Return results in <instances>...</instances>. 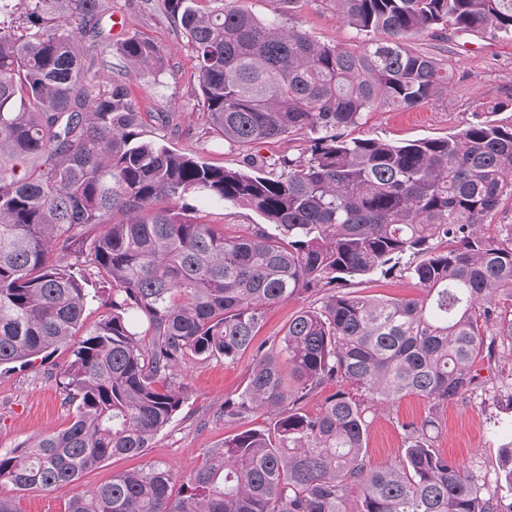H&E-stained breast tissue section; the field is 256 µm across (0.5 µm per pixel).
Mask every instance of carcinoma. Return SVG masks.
Masks as SVG:
<instances>
[{
  "instance_id": "1",
  "label": "carcinoma",
  "mask_w": 512,
  "mask_h": 512,
  "mask_svg": "<svg viewBox=\"0 0 512 512\" xmlns=\"http://www.w3.org/2000/svg\"><path fill=\"white\" fill-rule=\"evenodd\" d=\"M161 0L196 61L201 107L241 149L304 135L269 170L225 169L146 139L125 82L99 80L92 45L102 0H0V367L47 360L76 411L68 426L0 454V488L72 485L66 512H501L512 448L494 489L405 423L398 462L365 463L367 407L407 395L446 402L512 341V227L483 233L512 197V127L486 104L463 129L403 145L342 129L378 107L409 109L448 92L442 60L407 48L423 33L512 35V0H329L362 36L357 51L284 29L235 0ZM382 30L384 41L372 34ZM160 69V47L117 43ZM246 206L266 223L194 221L186 199ZM115 213L124 220L113 223ZM94 226L101 227L90 233ZM416 261L401 265L405 256ZM403 268L417 298L336 288ZM107 312L82 338L91 278ZM279 342L256 350L224 418L261 410L271 429L224 439L186 481L156 462L85 488L114 456L137 457L182 406L189 356L235 360L265 309L304 294ZM337 391L309 412L323 385ZM178 495H173L175 484Z\"/></svg>"
}]
</instances>
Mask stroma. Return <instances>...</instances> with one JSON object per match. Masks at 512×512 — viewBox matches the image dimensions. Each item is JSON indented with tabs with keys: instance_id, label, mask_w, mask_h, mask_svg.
<instances>
[{
	"instance_id": "35a3bbf8",
	"label": "stroma",
	"mask_w": 512,
	"mask_h": 512,
	"mask_svg": "<svg viewBox=\"0 0 512 512\" xmlns=\"http://www.w3.org/2000/svg\"><path fill=\"white\" fill-rule=\"evenodd\" d=\"M112 13L100 22L96 39L95 68L103 79L122 75L140 112L146 137L163 136L173 150L191 154L213 165L242 169L247 159L273 163L295 158L306 147L303 136L274 139L252 152L229 147L216 134L199 106L200 91L193 53L187 40L154 0H109ZM241 6L261 18H278L284 26H295L315 41L353 48L360 40L354 29L338 18L329 0H299L288 6L286 0H240ZM123 21L122 31L112 27L113 16ZM156 43L165 53L162 71L151 74L129 66L114 45L128 36ZM419 52L449 61L452 75L448 94L434 98L416 109L378 108L364 113L359 124L347 128L350 138H375L390 143H406L437 138L470 123L478 104H499L492 118L498 124L512 125V37H488L476 33L448 32L446 38L425 33L412 39ZM173 113L168 129H161L157 116ZM192 215L198 221L223 226L232 235L241 226L261 223L259 214L243 206L192 198ZM351 290L378 297H413L419 289L408 274L393 271L364 277ZM309 297L291 299L268 308L254 339L255 346L232 362L220 357H190L178 376L185 388V401L171 422L155 437L151 448L139 457H113L88 472L84 487H93L113 476L153 462L169 464L181 477L195 472L211 453L218 451L226 436L250 428L268 427L263 413L241 420L223 415L225 401L242 393L254 349L279 340L289 320ZM70 353L58 349L44 364L16 367L0 373V454L50 431L68 426L74 407L59 385L58 372ZM476 383L471 390L448 402L438 403L418 396H406L382 407L368 409L365 460L378 468L401 456L406 434L403 424L421 423L434 418L433 446L457 464L480 472L487 484H495L501 468V450L512 445V344L498 343L492 357L480 361ZM73 486L49 492L16 491L12 497L17 512H65L74 494Z\"/></svg>"
}]
</instances>
